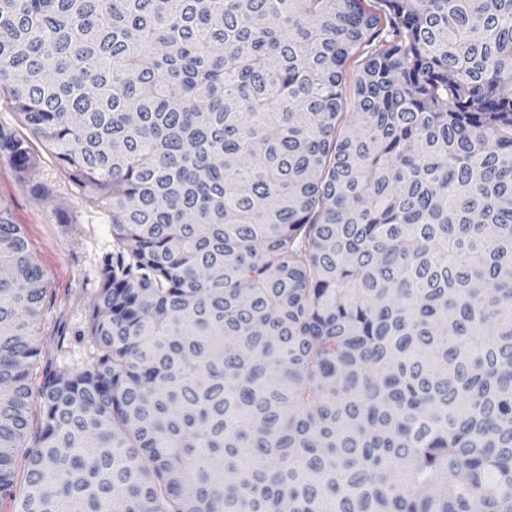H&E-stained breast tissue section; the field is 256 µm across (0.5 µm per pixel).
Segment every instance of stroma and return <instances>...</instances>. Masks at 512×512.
I'll return each mask as SVG.
<instances>
[{
  "label": "stroma",
  "instance_id": "35a3bbf8",
  "mask_svg": "<svg viewBox=\"0 0 512 512\" xmlns=\"http://www.w3.org/2000/svg\"><path fill=\"white\" fill-rule=\"evenodd\" d=\"M29 147L37 166L24 177L0 155V199L9 203L44 272L47 298L38 320V368L77 370L90 361V345L78 332L86 325L98 286L99 261L113 248L112 213L73 183L40 140L30 139ZM39 185L48 187V195L36 193Z\"/></svg>",
  "mask_w": 512,
  "mask_h": 512
}]
</instances>
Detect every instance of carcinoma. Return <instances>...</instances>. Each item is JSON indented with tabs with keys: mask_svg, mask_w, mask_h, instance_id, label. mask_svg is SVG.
<instances>
[{
	"mask_svg": "<svg viewBox=\"0 0 512 512\" xmlns=\"http://www.w3.org/2000/svg\"><path fill=\"white\" fill-rule=\"evenodd\" d=\"M511 87L512 0H0V94L115 242L35 387L0 199V499L512 512Z\"/></svg>",
	"mask_w": 512,
	"mask_h": 512,
	"instance_id": "cac0c4a2",
	"label": "carcinoma"
}]
</instances>
